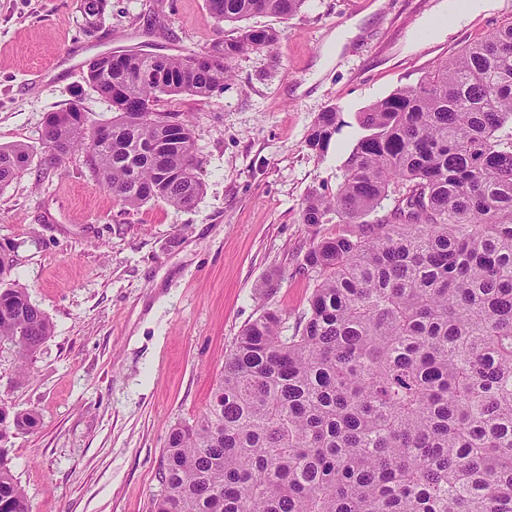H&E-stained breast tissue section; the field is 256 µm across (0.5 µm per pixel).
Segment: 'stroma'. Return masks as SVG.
<instances>
[{"mask_svg": "<svg viewBox=\"0 0 512 512\" xmlns=\"http://www.w3.org/2000/svg\"><path fill=\"white\" fill-rule=\"evenodd\" d=\"M510 21L512 0H306L289 20L249 18L281 31L274 52L235 57L210 99L157 105L191 113L202 195L189 209H129L97 183L86 151L44 169L46 114L78 89L90 120L109 122L111 102L84 84L95 57L196 53L232 26L205 0H109L89 34L81 0H0V145L30 153L0 185V243L14 245L13 277L54 325L25 376L0 343V401L39 416L6 442L32 512H151L170 428L205 410L242 327L265 308L292 325L307 309L303 257L314 234L343 227L311 231L302 202L339 183L359 112ZM331 107L340 130L313 155L307 135Z\"/></svg>", "mask_w": 512, "mask_h": 512, "instance_id": "obj_1", "label": "stroma"}]
</instances>
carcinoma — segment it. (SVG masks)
I'll use <instances>...</instances> for the list:
<instances>
[{
  "instance_id": "obj_1",
  "label": "carcinoma",
  "mask_w": 512,
  "mask_h": 512,
  "mask_svg": "<svg viewBox=\"0 0 512 512\" xmlns=\"http://www.w3.org/2000/svg\"><path fill=\"white\" fill-rule=\"evenodd\" d=\"M305 3L206 0L226 24L288 20ZM105 7L82 0L87 32ZM280 37L244 27L188 56L95 59L85 83L115 116L93 124L78 99L48 113L44 162L85 149L123 205L194 206L191 121L157 102L210 97L236 56ZM360 128L336 191L311 193L301 216L352 229L305 253L315 287L295 330L263 310L226 353L204 412L171 428L154 512H512V22L369 105ZM338 130L331 107L307 149L323 155ZM28 160L22 144L0 146V183ZM6 250L0 341L22 374L52 326L11 279ZM36 422L0 403V512H32L1 442Z\"/></svg>"
}]
</instances>
